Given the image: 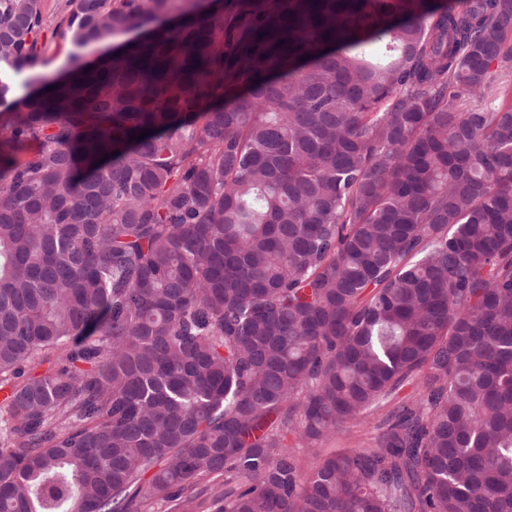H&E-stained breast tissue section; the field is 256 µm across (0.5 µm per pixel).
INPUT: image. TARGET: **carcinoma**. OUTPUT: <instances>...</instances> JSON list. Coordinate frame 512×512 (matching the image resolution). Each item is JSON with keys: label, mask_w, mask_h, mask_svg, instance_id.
<instances>
[{"label": "carcinoma", "mask_w": 512, "mask_h": 512, "mask_svg": "<svg viewBox=\"0 0 512 512\" xmlns=\"http://www.w3.org/2000/svg\"><path fill=\"white\" fill-rule=\"evenodd\" d=\"M67 8L0 81V512H512V0ZM66 0H41L43 16L47 26L40 42L45 43L42 62L36 67V73L43 79L53 80L65 72L70 44L61 32L65 26L58 28L59 23L67 16ZM421 393V384L416 381L404 386L393 398L376 410L365 422L346 424L336 430L314 447L300 444L293 436L288 437V444L296 460L299 471L309 474L327 456L353 448H374L379 436L386 429L387 415L401 403H412Z\"/></svg>", "instance_id": "obj_1"}]
</instances>
